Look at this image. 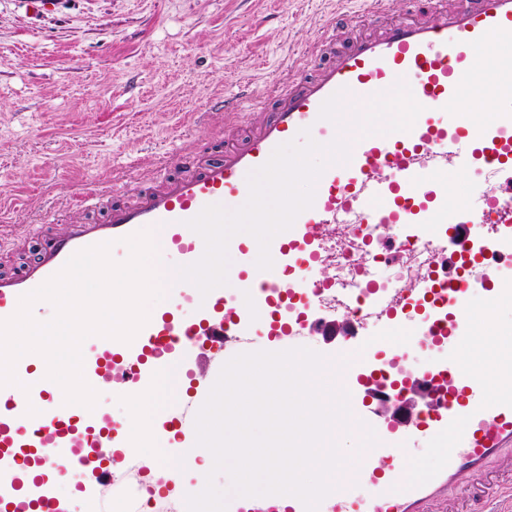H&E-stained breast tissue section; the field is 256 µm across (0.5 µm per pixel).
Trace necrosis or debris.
I'll use <instances>...</instances> for the list:
<instances>
[{
  "instance_id": "obj_1",
  "label": "necrosis or debris",
  "mask_w": 512,
  "mask_h": 512,
  "mask_svg": "<svg viewBox=\"0 0 512 512\" xmlns=\"http://www.w3.org/2000/svg\"><path fill=\"white\" fill-rule=\"evenodd\" d=\"M384 224H339L324 240L330 258L332 290L320 299L321 307L332 310L337 297H344L352 310L366 303L368 289H394L411 283L430 287L435 270H447V248L434 234H418L409 240L389 241ZM390 267L388 276H380L381 267ZM132 457L113 459L112 466L127 471L128 477L114 487L116 499L144 503L147 512H165L163 498L148 495L138 472L132 471Z\"/></svg>"
}]
</instances>
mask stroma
<instances>
[{"label": "stroma", "mask_w": 512, "mask_h": 512, "mask_svg": "<svg viewBox=\"0 0 512 512\" xmlns=\"http://www.w3.org/2000/svg\"><path fill=\"white\" fill-rule=\"evenodd\" d=\"M336 0H0V231L113 177L177 174L174 154L218 153L224 108L249 111L312 72Z\"/></svg>", "instance_id": "1"}]
</instances>
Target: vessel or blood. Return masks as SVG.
Segmentation results:
<instances>
[{
	"label": "vessel or blood",
	"mask_w": 512,
	"mask_h": 512,
	"mask_svg": "<svg viewBox=\"0 0 512 512\" xmlns=\"http://www.w3.org/2000/svg\"><path fill=\"white\" fill-rule=\"evenodd\" d=\"M405 17L354 36L338 50L329 40L315 47L324 56L312 74L294 79L278 94L276 104L241 138L225 139L219 156L185 154L176 177L146 187L121 183L118 198L104 221H75L65 232L45 233L34 257L12 272H0V320L11 317L21 296L59 272L76 252L101 243L119 242L144 227L162 226L179 265L199 260L202 237L187 222L204 207L232 205L249 196L248 174L263 166L273 150L301 130L318 143L333 141L336 125L319 116L325 100L346 91L348 99L366 101L405 80L423 110L410 131L368 136L354 143L348 164L330 165L320 177L314 203L303 211L286 238H273L272 269L258 270L259 246L250 237L230 240L237 284L201 295L188 282L172 286L175 302L150 316L131 343L95 338L82 349L83 374L95 389L112 398L146 385L157 368L187 358L188 336H208L223 345L228 336L308 335L326 282L312 277L326 267L321 230L329 224H394L401 237L438 232L450 239L461 266L471 268L470 281H448L438 288L396 289L389 299L373 297L364 312L349 313L345 302L336 309L352 325L337 354L361 350L341 377L350 405L371 425L379 449L364 453L352 479L328 495L318 512H426L429 502L450 495L461 476H469L477 493L492 498L489 512H512V350L504 349L498 377L506 386L494 406L483 381L459 354L470 336L469 311L474 289L486 299L512 298V269L485 270L490 254H512V98L501 90L512 86V0H453L452 7H422L408 0ZM493 45L496 90L481 101L480 112L453 110L466 89L483 76L479 49ZM479 171L489 176L491 192L474 208L450 199L436 174L443 168ZM191 320H183V311ZM405 328L423 335L430 364L422 377L399 374L407 345L380 346L376 333ZM42 358L28 353L16 363L18 379L28 392L0 387V503L14 512L30 506L47 512H71L56 501L59 467L53 453L73 448H124L128 441L112 429L109 410L76 406L66 414L52 406L54 385L36 372ZM422 382L423 413L413 421L383 422L367 409L362 396L391 388L411 390ZM448 437L436 470L414 482L396 475L398 460L422 440ZM36 462L39 472L21 484L20 464ZM235 512H305L297 497H246Z\"/></svg>",
	"instance_id": "1"
}]
</instances>
